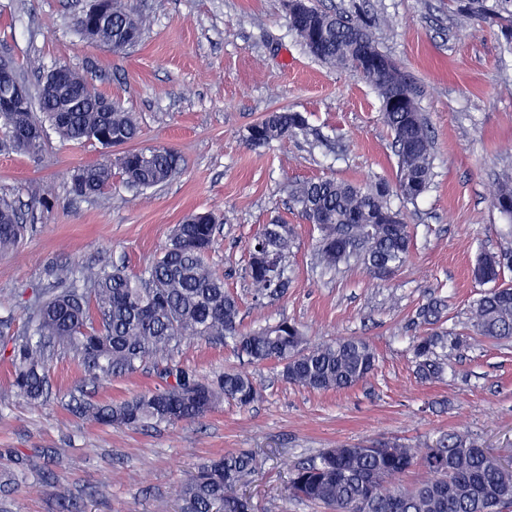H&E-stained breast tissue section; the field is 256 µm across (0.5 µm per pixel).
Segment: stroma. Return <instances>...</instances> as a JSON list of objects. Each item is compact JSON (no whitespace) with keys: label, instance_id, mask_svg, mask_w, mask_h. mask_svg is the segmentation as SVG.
I'll return each mask as SVG.
<instances>
[{"label":"stroma","instance_id":"1","mask_svg":"<svg viewBox=\"0 0 512 512\" xmlns=\"http://www.w3.org/2000/svg\"><path fill=\"white\" fill-rule=\"evenodd\" d=\"M317 7L367 19L380 49L406 71L434 141V177L417 203H402L412 226L409 262L377 280L363 266L325 274L312 261L310 224L288 207V181L335 177L394 179L393 135L375 91L357 74L313 59L288 27L287 0H130L150 19L136 47L115 53L89 43L75 19L84 0H0V54L27 73L30 59L66 66L132 112L135 148L168 146L182 157L173 180L139 195L113 180L98 198L70 190L80 166L116 158L118 149L77 144L48 132L30 157L0 150V196L20 203L32 226L12 251L0 253V319L22 329L33 293L51 287L59 264L124 265L132 275L160 255L175 224L194 210L220 222L209 265L239 297L245 327L283 318L311 344L362 337L378 369L345 392H310L288 384L274 362L252 363L232 345L190 341L177 359L197 378L228 370L250 374L262 396L248 409L224 403L205 417L138 429L100 425L73 414L83 366L55 351L46 403L0 402V512H61L67 486L83 512H179L177 491L198 467L229 452H254L259 464L242 485L260 512H323L290 497L293 464L339 443L397 441L420 446L457 431L512 455V342L476 336L468 310L481 290L472 275L479 257L512 248V223L488 202L494 179L512 169V55L498 20L459 13L460 0H313ZM303 113L311 135L263 148L243 134L266 113ZM38 181L51 207L30 201ZM296 233L292 283L262 315L252 311L248 248L274 220ZM435 296L448 304L447 328L465 343L448 355L443 381L416 374L412 339L427 333L419 311ZM162 382L159 367L109 379L91 393L112 402ZM73 458L36 493L11 484L25 455Z\"/></svg>","mask_w":512,"mask_h":512}]
</instances>
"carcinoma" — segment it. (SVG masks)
<instances>
[{"label":"carcinoma","instance_id":"cac0c4a2","mask_svg":"<svg viewBox=\"0 0 512 512\" xmlns=\"http://www.w3.org/2000/svg\"><path fill=\"white\" fill-rule=\"evenodd\" d=\"M111 20L87 34L90 17L77 15L82 36L114 52L132 48L147 18L129 0H108ZM460 11L470 17H495L512 22V0H465ZM316 37L306 41L300 22L290 30L306 52L332 67L353 70L359 46L381 60L382 53L363 18L311 7ZM366 82L384 97L387 71L368 68ZM36 112H0V147L36 156L45 147V126L61 138L102 146L126 145L137 139L139 126L132 113L84 80L72 103L65 95L37 94ZM382 118L394 134L395 181L378 178L366 185L336 179H299L288 182L289 206L317 231L315 264L334 270L354 259L367 273L384 280L408 260L413 236L392 198L416 202L426 194L433 176V141L422 113L384 111ZM307 132V118L288 110L271 112L249 126L245 140L253 147ZM181 156L168 147L129 149L118 159L123 185L142 192L174 178ZM112 184V165L103 160L81 166L71 175V189L79 197L96 198ZM489 203L512 219V172L501 174L489 191ZM28 226L21 209L0 197V253L14 249ZM217 224L208 212H193L176 225L161 255L139 277L119 266L58 265L54 288L34 293L27 305L23 330L11 331L0 320V341L11 345V384L15 396L33 404L48 390L47 364L51 348L77 355L85 370L83 384L98 386L112 375L130 374L148 361H164L163 384L112 404L75 399L71 411L98 424L138 428L151 422L177 424L204 416L227 401L240 408L260 396L246 373L224 372L201 382L174 361L182 342L231 341L238 354L251 362L275 361L291 385L317 392L347 391L365 382L376 368L377 354L358 337L308 346L303 328L286 319L247 329L241 303L207 263ZM295 244L289 224L262 227L249 246L248 273L254 286L252 308L264 310L290 287ZM512 272V250L483 254L474 279L489 288L469 310L472 331L494 341H512V285L502 283ZM447 304L433 297L421 308L422 321L436 326L446 317ZM460 343L459 335L443 327L413 341L417 374L425 381L443 378L445 357ZM256 456L247 450L210 459L180 488L181 512H254L251 498L234 488L255 470ZM420 470L425 478L406 484L404 477ZM289 491L322 505L327 512H512V468L498 464L483 443L466 433L443 432L421 448L397 442H377L361 448L344 443L327 448L291 471Z\"/></svg>","mask_w":512,"mask_h":512}]
</instances>
